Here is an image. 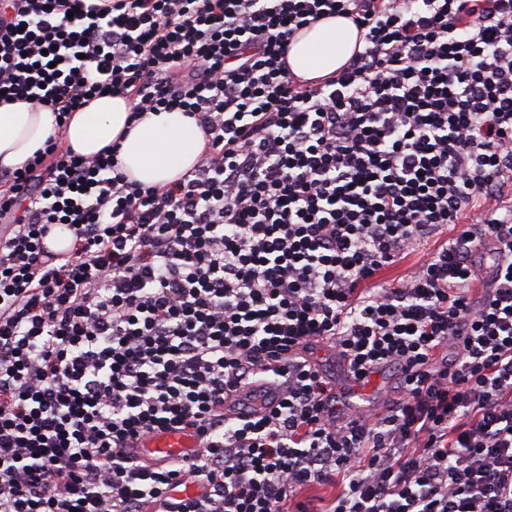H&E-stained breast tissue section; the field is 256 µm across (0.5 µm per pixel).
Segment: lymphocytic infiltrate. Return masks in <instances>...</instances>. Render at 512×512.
<instances>
[{"label": "lymphocytic infiltrate", "mask_w": 512, "mask_h": 512, "mask_svg": "<svg viewBox=\"0 0 512 512\" xmlns=\"http://www.w3.org/2000/svg\"><path fill=\"white\" fill-rule=\"evenodd\" d=\"M326 16L364 46L302 81ZM105 93L193 116L202 157L144 187L54 138L0 170V512H512V0H0V101L61 127ZM323 346L400 399L344 401ZM157 429L202 446L155 467ZM363 47L362 35L350 19L328 17L300 30L287 54L289 69L297 76L321 79L336 74ZM436 240L437 237L422 240L407 259L398 265L387 268L383 272L382 281H384L387 286L396 285L398 280L419 266L421 261L427 257V254L435 248Z\"/></svg>", "instance_id": "1"}]
</instances>
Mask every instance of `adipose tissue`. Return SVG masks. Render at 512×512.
<instances>
[{
	"mask_svg": "<svg viewBox=\"0 0 512 512\" xmlns=\"http://www.w3.org/2000/svg\"><path fill=\"white\" fill-rule=\"evenodd\" d=\"M362 46V36L350 19L323 18L291 40L288 67L304 79H320L339 71ZM130 113L127 99L103 96L74 112L60 128L50 110L25 101L0 102V167L21 166L56 135L83 156L117 145L121 171L145 186L168 185L198 163L203 134L194 119L172 110L150 112L134 122Z\"/></svg>",
	"mask_w": 512,
	"mask_h": 512,
	"instance_id": "1",
	"label": "adipose tissue"
}]
</instances>
